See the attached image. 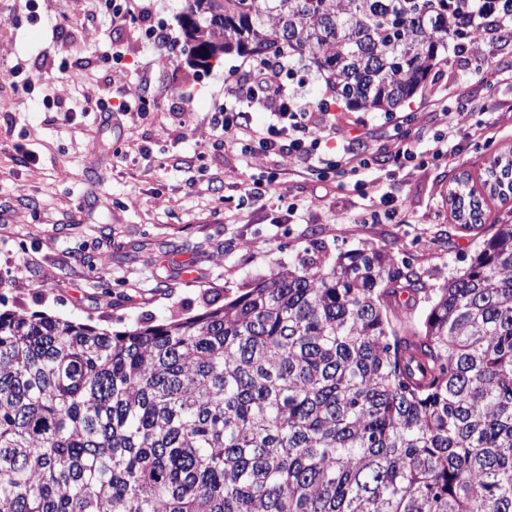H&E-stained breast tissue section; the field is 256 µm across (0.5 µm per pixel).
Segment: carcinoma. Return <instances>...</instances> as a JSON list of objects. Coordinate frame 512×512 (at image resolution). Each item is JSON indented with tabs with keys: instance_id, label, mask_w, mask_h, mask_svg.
I'll list each match as a JSON object with an SVG mask.
<instances>
[{
	"instance_id": "obj_1",
	"label": "carcinoma",
	"mask_w": 512,
	"mask_h": 512,
	"mask_svg": "<svg viewBox=\"0 0 512 512\" xmlns=\"http://www.w3.org/2000/svg\"><path fill=\"white\" fill-rule=\"evenodd\" d=\"M512 0H185L189 55L310 62L390 113ZM482 188L512 191L500 155ZM455 180L448 204L482 224ZM428 288L388 247L109 332L0 311V512H512V224ZM427 303L423 317L415 316Z\"/></svg>"
}]
</instances>
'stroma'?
Listing matches in <instances>:
<instances>
[{"mask_svg": "<svg viewBox=\"0 0 512 512\" xmlns=\"http://www.w3.org/2000/svg\"><path fill=\"white\" fill-rule=\"evenodd\" d=\"M38 4L32 22L27 0H0L2 309L116 331L200 314L281 267L365 245L391 247L438 288L469 264L491 224H512V198L487 200V223L469 227L447 200L454 179L480 177L512 151V80L457 65L409 107L350 112L290 58L288 94L325 103L337 140L360 137L370 162L355 175H323L286 156L241 155L215 136L210 114L249 58L196 66L183 52L144 51L138 22L115 23L92 0ZM110 42L128 64L117 77L100 63ZM149 79L164 85L147 116L94 111L99 100L138 98ZM25 80L34 93L17 91ZM447 106L467 112V124L455 157L431 159ZM407 143L418 159L395 165ZM28 153L34 162H23ZM253 183L264 195L244 202L240 188ZM378 191L393 196L395 220L369 221Z\"/></svg>", "mask_w": 512, "mask_h": 512, "instance_id": "1", "label": "stroma"}]
</instances>
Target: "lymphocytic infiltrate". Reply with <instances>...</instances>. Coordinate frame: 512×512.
<instances>
[{
  "label": "lymphocytic infiltrate",
  "mask_w": 512,
  "mask_h": 512,
  "mask_svg": "<svg viewBox=\"0 0 512 512\" xmlns=\"http://www.w3.org/2000/svg\"><path fill=\"white\" fill-rule=\"evenodd\" d=\"M225 94L233 99V106H219L211 117L213 131L225 143L244 152L255 146L267 154L289 149L321 170L350 163L349 147L341 145L333 153L322 152L323 119L288 95L281 71L275 65L255 61L248 71L226 86ZM253 106L268 112L270 122L265 128L252 127L247 110Z\"/></svg>",
  "instance_id": "obj_1"
}]
</instances>
